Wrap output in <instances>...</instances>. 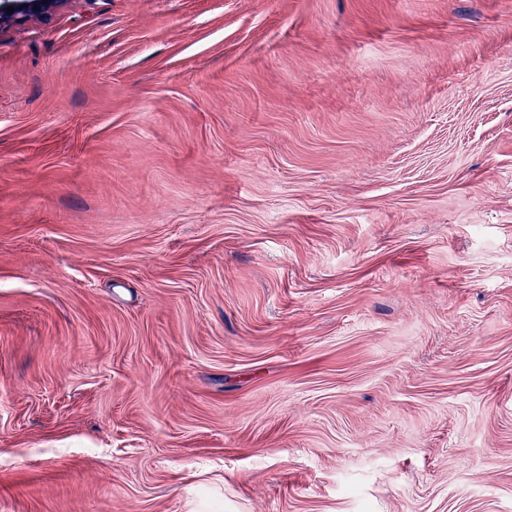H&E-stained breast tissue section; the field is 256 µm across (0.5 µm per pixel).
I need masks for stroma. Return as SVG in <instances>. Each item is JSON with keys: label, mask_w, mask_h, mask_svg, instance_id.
Masks as SVG:
<instances>
[{"label": "stroma", "mask_w": 512, "mask_h": 512, "mask_svg": "<svg viewBox=\"0 0 512 512\" xmlns=\"http://www.w3.org/2000/svg\"><path fill=\"white\" fill-rule=\"evenodd\" d=\"M0 512H512V0L1 30Z\"/></svg>", "instance_id": "35a3bbf8"}]
</instances>
